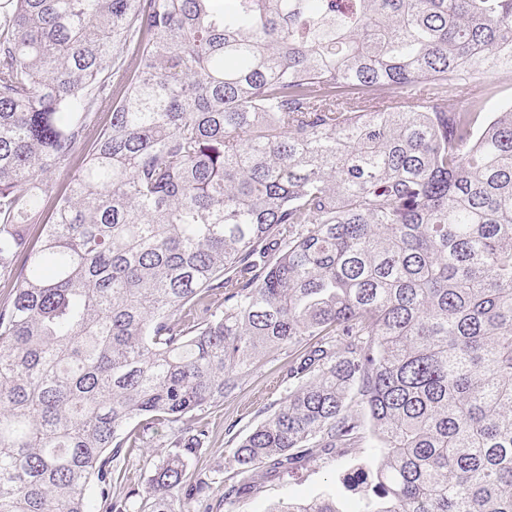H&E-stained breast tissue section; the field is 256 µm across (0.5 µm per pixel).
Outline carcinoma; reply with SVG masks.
<instances>
[{"instance_id": "obj_1", "label": "carcinoma", "mask_w": 512, "mask_h": 512, "mask_svg": "<svg viewBox=\"0 0 512 512\" xmlns=\"http://www.w3.org/2000/svg\"><path fill=\"white\" fill-rule=\"evenodd\" d=\"M510 48L512 0H3L0 512H98L161 428L112 512H214L201 413L285 349L224 512L345 448L357 512H512ZM124 469H126L124 480L121 484H112L108 501L104 508L102 504L101 508L99 509L100 512L111 511L112 497L123 496L127 491L128 486L135 485L136 487L137 484L139 487L144 486L148 475L149 466L144 464L142 458H139L138 456H132L129 460H126L123 466V470Z\"/></svg>"}]
</instances>
